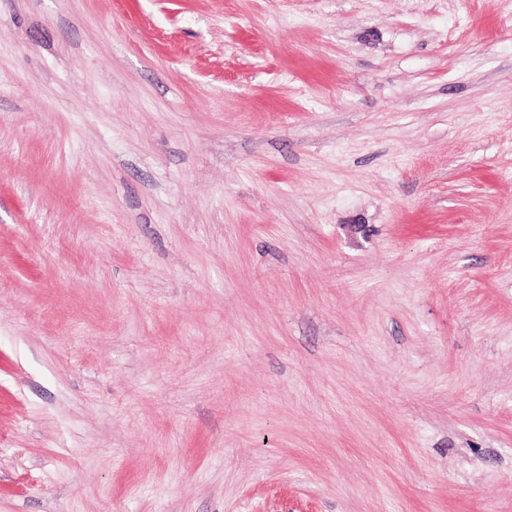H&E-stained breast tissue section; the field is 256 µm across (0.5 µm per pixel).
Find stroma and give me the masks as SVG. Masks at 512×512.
<instances>
[{"label": "stroma", "instance_id": "stroma-1", "mask_svg": "<svg viewBox=\"0 0 512 512\" xmlns=\"http://www.w3.org/2000/svg\"><path fill=\"white\" fill-rule=\"evenodd\" d=\"M0 512H512V0H0Z\"/></svg>", "mask_w": 512, "mask_h": 512}]
</instances>
